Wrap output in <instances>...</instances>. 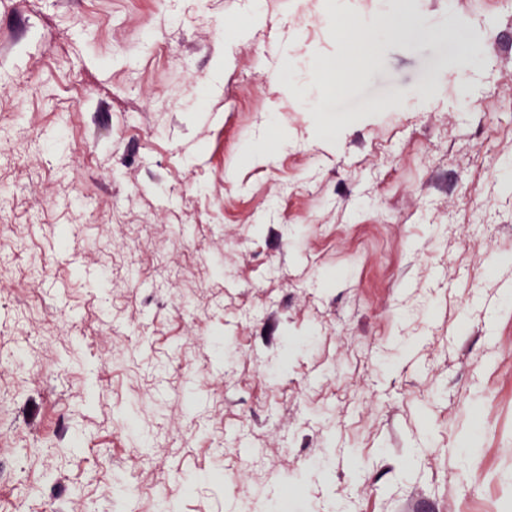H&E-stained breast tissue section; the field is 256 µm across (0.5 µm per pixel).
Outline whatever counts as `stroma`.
I'll use <instances>...</instances> for the list:
<instances>
[{
    "label": "stroma",
    "mask_w": 512,
    "mask_h": 512,
    "mask_svg": "<svg viewBox=\"0 0 512 512\" xmlns=\"http://www.w3.org/2000/svg\"><path fill=\"white\" fill-rule=\"evenodd\" d=\"M262 2L0 0V512H512V0ZM390 27L393 34H402L407 36L430 35L434 36L437 32L425 26L421 20L411 18L406 14L393 16L390 18ZM0 293L3 294H15L21 293L26 299V313L24 318L35 321L40 319L45 314L44 306L39 302L37 296V288L35 279L21 282L16 280L13 276L3 277L2 271H0Z\"/></svg>",
    "instance_id": "1"
}]
</instances>
